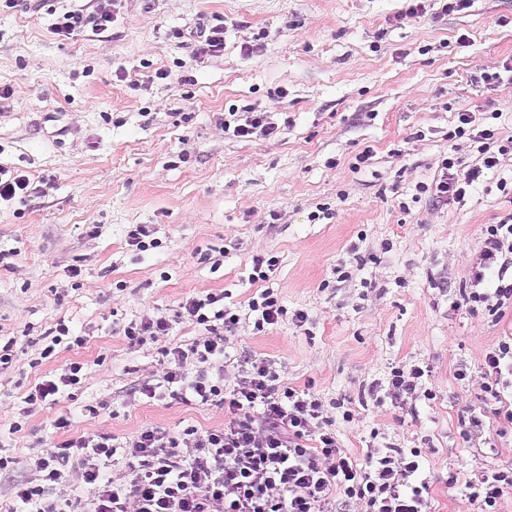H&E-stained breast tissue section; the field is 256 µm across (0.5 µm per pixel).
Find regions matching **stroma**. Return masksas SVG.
<instances>
[{
	"label": "stroma",
	"instance_id": "35a3bbf8",
	"mask_svg": "<svg viewBox=\"0 0 512 512\" xmlns=\"http://www.w3.org/2000/svg\"><path fill=\"white\" fill-rule=\"evenodd\" d=\"M87 2L0 0V167L29 182L25 197L0 200V338L19 352L0 371V457L11 461L0 512H11L12 477L37 479L63 436L123 444L147 426L223 425L222 406L176 396L121 406L163 376L161 347L202 332L186 320L132 346L122 328L209 292L246 310L258 255L277 258L270 286L289 315L263 332L241 321L225 343V387L242 352L269 359L282 382L313 387L348 456L423 449L429 512H481L469 485L512 467V424L485 403L481 370L512 337V309H471L459 290L483 229L512 216L499 189L512 158L463 202L423 188L448 153L481 161L478 142L448 139L459 113L512 136V84L476 80L512 60V0L448 14L425 0L414 17L408 0H118L111 30L52 33ZM217 17L224 50L203 52L195 33ZM249 111L278 133L225 131ZM140 225L157 247L132 246ZM59 323L70 336L42 357L40 338ZM73 362L80 384L23 416L25 392ZM416 366L434 397L418 398L415 415L369 397L392 368ZM473 412L485 435L470 440L459 419ZM62 414L65 434L53 427Z\"/></svg>",
	"mask_w": 512,
	"mask_h": 512
}]
</instances>
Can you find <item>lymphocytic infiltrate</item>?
<instances>
[{
	"instance_id": "1",
	"label": "lymphocytic infiltrate",
	"mask_w": 512,
	"mask_h": 512,
	"mask_svg": "<svg viewBox=\"0 0 512 512\" xmlns=\"http://www.w3.org/2000/svg\"><path fill=\"white\" fill-rule=\"evenodd\" d=\"M112 26V7L101 0L94 11H65L54 34L85 30L103 32ZM472 118L460 113L457 136L474 135L482 161L456 172L454 158H445L430 192L443 203L462 202L484 172L512 156V137L496 129L469 132ZM276 258L254 257L249 279L259 288L247 315L257 331L277 325L284 316L304 323V312H288L268 281ZM466 302L491 314L512 308V223L487 225L471 267ZM187 318L203 326L204 336L187 347L163 349L172 367L161 383L143 382L138 394L157 396L158 388L180 391L183 400L223 405L229 420L207 430L189 425L177 432L142 429L126 448L129 485L105 474L116 447L108 437L81 436L59 441L49 458L40 459L37 481H15V512H67L70 500L58 498L62 471L75 453H82V478L89 492V512H426V484L415 483L422 451L418 448L373 450L356 463L343 450L330 421L322 417L315 394L279 384L266 359L248 358L232 390L224 388V341L240 321L224 293H209L180 302L174 318H142L128 323L124 335L140 346L169 335L172 321ZM484 398L502 402L512 389V341H502L485 356Z\"/></svg>"
}]
</instances>
